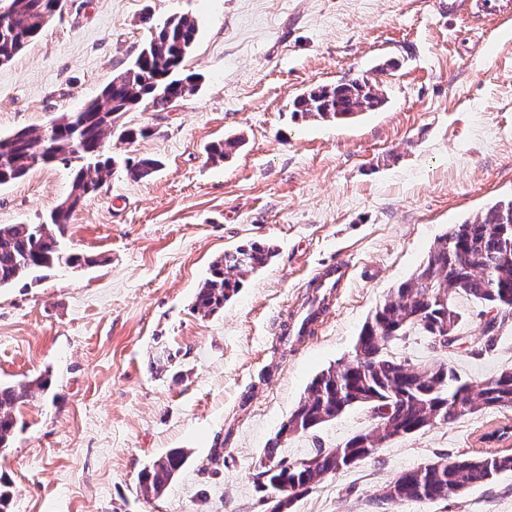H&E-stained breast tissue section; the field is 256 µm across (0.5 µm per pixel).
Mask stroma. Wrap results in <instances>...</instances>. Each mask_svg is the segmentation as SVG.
<instances>
[{
  "label": "stroma",
  "instance_id": "stroma-1",
  "mask_svg": "<svg viewBox=\"0 0 512 512\" xmlns=\"http://www.w3.org/2000/svg\"><path fill=\"white\" fill-rule=\"evenodd\" d=\"M444 0H65L11 61L0 63V135L41 131L97 97L148 38L149 24L193 16L184 60L198 89L162 112L126 113L147 128L114 155L161 161L135 181L116 170L74 212L63 244L98 264L45 270L0 288V382L48 378L20 408L0 450L9 512H266L253 473L269 439L322 370L349 359L359 332L451 225L512 197V21L451 16ZM375 78L386 106L346 122L294 119L305 90ZM240 136L216 162L209 146ZM69 169L39 166L0 186V225L36 224L70 191ZM250 240L277 247L222 311L193 309L213 260ZM349 268L315 332L277 334L318 272ZM448 353L412 331L390 355L444 363L465 381L512 371V323L485 349L481 303L459 294ZM173 371L155 373L159 351ZM486 409L384 443L325 477L293 512H512V473L462 498L385 507L375 497L401 471L479 448L505 425ZM376 424L357 405L288 437L301 461ZM224 460L211 463L216 445ZM181 448L186 467L161 497L140 472Z\"/></svg>",
  "mask_w": 512,
  "mask_h": 512
}]
</instances>
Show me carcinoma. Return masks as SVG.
<instances>
[{
	"label": "carcinoma",
	"instance_id": "obj_1",
	"mask_svg": "<svg viewBox=\"0 0 512 512\" xmlns=\"http://www.w3.org/2000/svg\"><path fill=\"white\" fill-rule=\"evenodd\" d=\"M61 0H0V9L13 16V25L0 28V63L11 60L42 29L43 13ZM197 22L187 15H173L154 27L129 66L116 74L101 95L79 111L62 115L46 130H21L0 137V185L23 177L37 165L50 164L73 143L82 151L77 159L71 190L76 196L65 210L54 209L38 224L0 226V288L41 269L62 264L94 265L98 259L62 250L72 213L89 194L99 191L112 177L117 160L105 152V138L118 135L132 141L136 132L123 126V116L137 109L162 112L195 89L197 75L184 74L183 62L197 36ZM386 104L379 85L367 77H354L336 85L318 86L293 101V117L341 122ZM243 144L242 137L211 144L215 161L230 158ZM161 166L154 158L125 160L133 180L149 178ZM275 246L254 241L224 252L210 267L198 288L194 310L206 317L224 308L240 290L244 277L267 265L276 256ZM463 292L485 304L482 334L493 344L505 324L512 321V198L491 205L482 220L453 225L439 236L427 259L406 281L394 288L363 326L354 355L319 373L288 418L305 433L341 414L339 408L365 404L377 423L368 432L348 440L343 454L361 452L372 457L384 442L416 433L432 424H451L483 409L512 411V372L479 382H462L446 364L422 368L409 359H396L387 346L417 329L445 351L460 348V314L451 306L453 295ZM47 389V381L29 384L0 383V448L13 438L17 413L25 402ZM283 431L263 450L254 482L265 492L284 495L285 512L314 489L325 476L342 471L345 459L334 448H318L314 468L290 463L279 455ZM188 455L173 449L156 459L139 476L145 497H158L182 469ZM512 472V452L478 448L454 461L431 460L391 480L381 497L400 503L410 500H448L463 496L478 484Z\"/></svg>",
	"mask_w": 512,
	"mask_h": 512
}]
</instances>
